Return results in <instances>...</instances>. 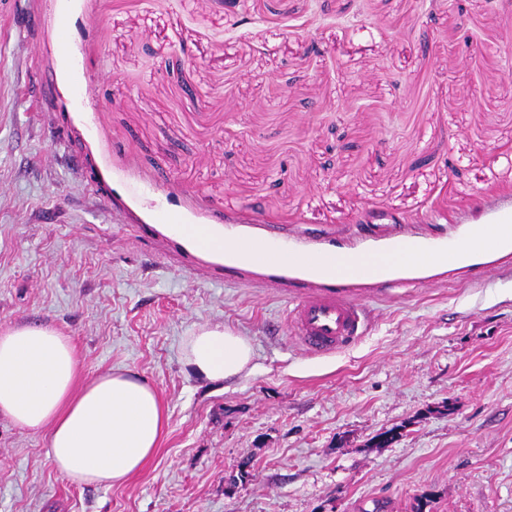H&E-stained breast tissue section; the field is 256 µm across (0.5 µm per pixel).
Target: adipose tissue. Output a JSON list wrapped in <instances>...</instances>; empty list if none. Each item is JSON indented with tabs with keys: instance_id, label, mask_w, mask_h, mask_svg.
Here are the masks:
<instances>
[{
	"instance_id": "adipose-tissue-1",
	"label": "adipose tissue",
	"mask_w": 512,
	"mask_h": 512,
	"mask_svg": "<svg viewBox=\"0 0 512 512\" xmlns=\"http://www.w3.org/2000/svg\"><path fill=\"white\" fill-rule=\"evenodd\" d=\"M512 243V225L479 228L462 245L412 246L396 255L356 262L368 277L395 265L445 266L475 251ZM200 377L221 382L249 371L251 342L223 326H200L182 346ZM0 416L46 435L56 469L77 486L127 482L154 456L168 416L156 388L137 372L112 370L82 378L71 337L49 325L0 329Z\"/></svg>"
}]
</instances>
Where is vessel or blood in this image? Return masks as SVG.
Returning a JSON list of instances; mask_svg holds the SVG:
<instances>
[{
	"label": "vessel or blood",
	"mask_w": 512,
	"mask_h": 512,
	"mask_svg": "<svg viewBox=\"0 0 512 512\" xmlns=\"http://www.w3.org/2000/svg\"><path fill=\"white\" fill-rule=\"evenodd\" d=\"M366 308L357 299L324 288L288 309L291 342L310 357H327L358 344L366 333Z\"/></svg>",
	"instance_id": "vessel-or-blood-1"
}]
</instances>
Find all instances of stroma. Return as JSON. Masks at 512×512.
I'll return each instance as SVG.
<instances>
[{"label":"stroma","mask_w":512,"mask_h":512,"mask_svg":"<svg viewBox=\"0 0 512 512\" xmlns=\"http://www.w3.org/2000/svg\"><path fill=\"white\" fill-rule=\"evenodd\" d=\"M511 216L512 0H0V328L56 327L168 413L112 488L0 418V512H512V246L304 263ZM331 283L372 320L309 358L288 303ZM202 324L250 340V375L191 371ZM504 243H512L510 224L480 227L462 245L449 250H424L410 245L394 256L377 259L343 257L323 260L321 265L324 266L323 270L341 275L350 264H356L360 268V276L368 277L382 273L395 265L448 266L461 261L474 251L495 250Z\"/></svg>","instance_id":"obj_1"}]
</instances>
